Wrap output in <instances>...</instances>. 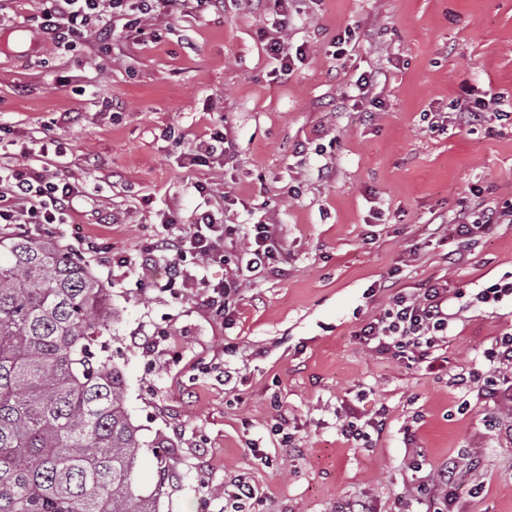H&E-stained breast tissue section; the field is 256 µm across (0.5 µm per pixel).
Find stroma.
Segmentation results:
<instances>
[{"label":"stroma","instance_id":"obj_1","mask_svg":"<svg viewBox=\"0 0 512 512\" xmlns=\"http://www.w3.org/2000/svg\"><path fill=\"white\" fill-rule=\"evenodd\" d=\"M6 6L19 31L0 36V154L29 147L24 164L83 192L51 237L112 290L107 341L143 443L136 491L159 480L161 443L159 512H224L239 478L259 490L251 512H336L346 500L403 512L446 462L454 512H512V432L487 425L512 412L453 382L484 369L512 305L461 308L434 371L356 336L392 291L440 282L470 295L512 273V224L467 242L431 226L512 202V0H224L141 34L114 24L105 61L39 35L37 0ZM282 10L286 39L307 50L284 76L265 51ZM369 71L381 74L376 110L349 97ZM466 87L491 104L462 131L450 104ZM63 112L74 121L59 122ZM218 130L233 162L192 164ZM196 182L226 193L225 223L275 225L284 247L274 268L242 280L226 324L200 291H144L112 265L159 233L161 212L190 221L203 204ZM382 406L369 444L342 436L348 410ZM283 416L287 433L274 434Z\"/></svg>","mask_w":512,"mask_h":512}]
</instances>
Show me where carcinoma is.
Wrapping results in <instances>:
<instances>
[{"mask_svg": "<svg viewBox=\"0 0 512 512\" xmlns=\"http://www.w3.org/2000/svg\"><path fill=\"white\" fill-rule=\"evenodd\" d=\"M111 291L59 244L0 232V512H159L135 492L142 444L99 337Z\"/></svg>", "mask_w": 512, "mask_h": 512, "instance_id": "cac0c4a2", "label": "carcinoma"}]
</instances>
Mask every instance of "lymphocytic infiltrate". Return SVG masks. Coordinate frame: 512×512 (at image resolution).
I'll list each match as a JSON object with an SVG mask.
<instances>
[{"label":"lymphocytic infiltrate","instance_id":"obj_1","mask_svg":"<svg viewBox=\"0 0 512 512\" xmlns=\"http://www.w3.org/2000/svg\"><path fill=\"white\" fill-rule=\"evenodd\" d=\"M223 5L224 0H39V29L55 47L72 48L91 38L107 41L116 17L132 29L163 16L192 17ZM80 195L79 187L69 179L0 162V224L38 233L46 225L66 223ZM450 222L458 237L469 239L492 225L511 224L512 206L485 208L477 216L463 209ZM160 225V235L143 245L136 256L119 258L118 266L137 272L142 283L151 281L161 269L167 274V286L193 282L220 317L226 312V299L237 293L243 273L271 264L282 248L273 225L253 224L244 229L225 223L213 208L197 213L188 224L178 223L174 214L165 212ZM242 237L248 245L240 250L236 243ZM216 268L222 270V277L213 276ZM462 297V291H449L440 283L429 285L418 296L396 293L357 336L377 354L428 362L447 336L454 303ZM483 359L487 371L459 376V384L480 383L485 397L495 404L512 402V332L497 337L484 350ZM455 481L454 466L442 465L430 483L418 487L417 503L424 512H448Z\"/></svg>","mask_w":512,"mask_h":512}]
</instances>
